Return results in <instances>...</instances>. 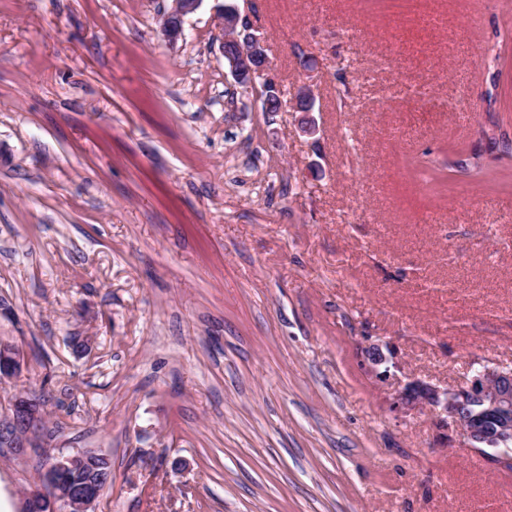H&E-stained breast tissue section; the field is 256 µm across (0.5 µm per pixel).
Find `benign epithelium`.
Listing matches in <instances>:
<instances>
[{
    "label": "benign epithelium",
    "instance_id": "obj_1",
    "mask_svg": "<svg viewBox=\"0 0 512 512\" xmlns=\"http://www.w3.org/2000/svg\"><path fill=\"white\" fill-rule=\"evenodd\" d=\"M203 0H172L161 24V33L170 43L183 36L184 18L194 13ZM224 31V58L238 85L248 88L264 77L269 60L265 38L255 34L250 19L232 3L219 9ZM316 95L312 82L297 86L292 109L301 113L298 126L302 134L313 136L318 128L310 117ZM26 366L24 352L0 344V379L20 374ZM405 413L427 408L435 415L436 426L447 429L452 421L460 426L470 447L481 451L494 465L512 462V369L484 366L466 384L457 387L432 385L420 380L407 383L392 402ZM44 425L42 410L28 395H15L0 407V446L21 451L37 446ZM106 457L91 451H76L55 456L46 462L37 485L26 495L25 512H91L100 498V485L109 479L104 468ZM71 470L84 475L82 486L74 490L60 478Z\"/></svg>",
    "mask_w": 512,
    "mask_h": 512
}]
</instances>
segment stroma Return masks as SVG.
Segmentation results:
<instances>
[{"mask_svg":"<svg viewBox=\"0 0 512 512\" xmlns=\"http://www.w3.org/2000/svg\"><path fill=\"white\" fill-rule=\"evenodd\" d=\"M236 4L281 90L319 60L315 136L235 83L216 0L173 44L171 0H0V402L48 429L0 494L83 449L94 512H512V471L391 407L512 367V156L478 134L512 140V0ZM26 366V356L19 348L0 344V379H9L20 374Z\"/></svg>","mask_w":512,"mask_h":512,"instance_id":"obj_1","label":"stroma"}]
</instances>
